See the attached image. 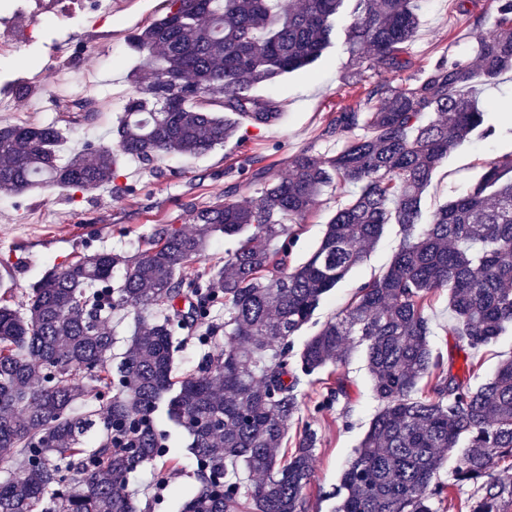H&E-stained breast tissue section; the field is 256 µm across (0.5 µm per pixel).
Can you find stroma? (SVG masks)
Here are the masks:
<instances>
[{
	"instance_id": "stroma-1",
	"label": "stroma",
	"mask_w": 512,
	"mask_h": 512,
	"mask_svg": "<svg viewBox=\"0 0 512 512\" xmlns=\"http://www.w3.org/2000/svg\"><path fill=\"white\" fill-rule=\"evenodd\" d=\"M165 0H112L110 12L95 7L94 0H0V35L10 34L15 45L0 53V124H45L62 122L67 132L64 154L110 141V130L124 99L132 90L127 74L135 56L127 37L135 28L160 15ZM470 13L458 15L449 0H421L420 27L410 45L408 67L400 72L371 64L360 77L348 79L350 57L342 44H335L306 69L255 88V95L277 101L281 119L261 128L242 123L238 139L197 158L169 157L159 163V172L126 160L119 184L132 191L121 194L111 186L73 195L54 188L10 196L0 194V293L13 302L25 299L30 288L51 267L66 266L83 250L107 248L132 259L143 240L160 224L192 230L191 213L223 197L230 184H238L237 200L258 198L260 185L240 178L237 169L247 159H258L270 175L284 174L287 157L303 149L320 155L335 154L339 140L325 132L331 113L355 103L380 84H398L416 78L442 59L474 62L473 47L491 27L487 0H470ZM58 53L50 63V53ZM25 81L29 95L17 99L11 92L16 81ZM91 100L97 114L85 120L82 113H65L66 105ZM496 136L472 140L451 152L436 168L424 198L431 212L462 193L478 178L487 162L512 154V119L505 113L491 114ZM353 186L327 189L303 223L291 225L295 235L293 263H300L322 238L328 219L354 194ZM400 243L397 229H389L361 264L320 304L311 324L291 337L289 359H296L304 342L318 327L346 307L356 289L382 274ZM223 340L202 342L197 335L181 337L173 361L176 376L195 373L205 353H218ZM455 354V353H454ZM512 356V335L469 353H456L472 385H480L494 373L499 361ZM339 374L349 382V396L332 408H317L326 387V374L304 379L299 387V409L288 428L285 449H293V436L303 424L318 433L313 478L305 491L306 512H332V494L342 470L367 432L379 403L362 353H354ZM157 428L178 462L168 470L167 488L155 493L148 479L155 464H146L130 477L126 490L138 512H180L185 495L197 481L196 463L186 452L187 433L159 407Z\"/></svg>"
}]
</instances>
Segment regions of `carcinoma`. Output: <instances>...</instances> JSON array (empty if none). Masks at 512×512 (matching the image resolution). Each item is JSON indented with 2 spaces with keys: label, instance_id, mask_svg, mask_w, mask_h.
<instances>
[{
  "label": "carcinoma",
  "instance_id": "cac0c4a2",
  "mask_svg": "<svg viewBox=\"0 0 512 512\" xmlns=\"http://www.w3.org/2000/svg\"><path fill=\"white\" fill-rule=\"evenodd\" d=\"M166 2L129 39L139 63L110 144L63 162L57 124L0 126V193L48 183L71 194L116 182L124 159L152 170L165 157L207 154L236 135V115L257 128L281 118L252 89L314 63L332 45L338 19L347 18L343 43L353 60L364 63L367 50L395 72L406 67L420 24V0ZM492 9L477 64L443 60L399 86L378 85L329 122L327 132L345 138L339 151L302 150L285 177L240 168L262 183L258 199L234 201L231 186L193 212L195 230L158 225L120 281L112 282L119 258L99 249L45 271L17 305L0 297V512H137L122 486L168 453L153 417L162 404L191 437L197 466L198 487L181 512H305L316 430L303 425L294 450L279 454L298 388L358 348L380 408L343 470L333 512H438L433 504L465 483L477 485L466 512H509L512 483L497 470L512 460V358L475 388L454 371L453 357L433 350L424 314L428 294L448 292V334L461 350L512 332V155L488 163L430 214L422 208L448 153L474 135L494 136L490 113L512 112L476 89L512 71V0H494ZM162 70L178 84H160ZM346 184L358 191L308 258L291 265L288 225L303 221L326 188ZM390 226L400 246L388 268L357 288L289 370L288 337ZM219 234L240 238L237 249L223 266L189 277ZM219 305L224 351L174 379L176 340L200 330L215 338L209 316ZM127 308L139 325L114 365L106 319ZM86 392L105 407L77 416ZM347 397L338 378L318 409ZM114 434L131 435L132 445H112ZM460 446L452 482H440L448 452ZM238 464L259 480L244 488L227 478Z\"/></svg>",
  "mask_w": 512,
  "mask_h": 512
}]
</instances>
